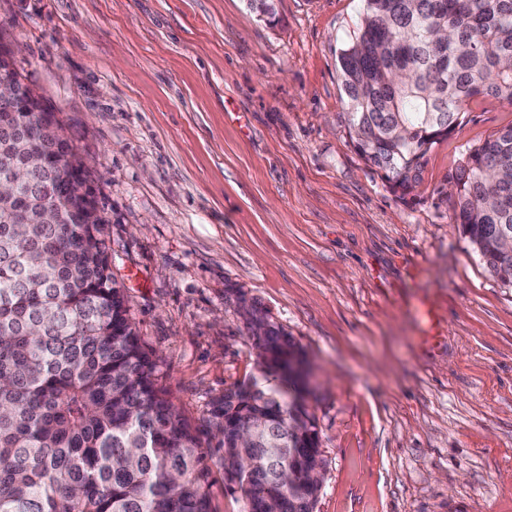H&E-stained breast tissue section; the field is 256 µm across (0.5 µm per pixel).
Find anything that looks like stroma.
Masks as SVG:
<instances>
[{
    "label": "stroma",
    "instance_id": "35a3bbf8",
    "mask_svg": "<svg viewBox=\"0 0 512 512\" xmlns=\"http://www.w3.org/2000/svg\"><path fill=\"white\" fill-rule=\"evenodd\" d=\"M275 3L270 25L247 0H0V44L83 159L112 273L201 442L211 402L260 374L244 300L316 371V512H512V285L449 191L512 106L473 100L395 192L354 149L336 66L362 0Z\"/></svg>",
    "mask_w": 512,
    "mask_h": 512
}]
</instances>
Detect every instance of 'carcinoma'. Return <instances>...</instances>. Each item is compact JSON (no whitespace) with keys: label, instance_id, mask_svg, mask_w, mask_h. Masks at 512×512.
<instances>
[{"label":"carcinoma","instance_id":"cac0c4a2","mask_svg":"<svg viewBox=\"0 0 512 512\" xmlns=\"http://www.w3.org/2000/svg\"><path fill=\"white\" fill-rule=\"evenodd\" d=\"M441 31L442 57L433 48ZM338 68L355 150L409 194L471 100L512 106V0H364ZM61 131L36 92L0 100V181L24 172L0 207V512H212V460L246 512L272 503L314 512L304 472L318 433L300 392H288L297 344L268 322L267 338H254L263 380L212 403L216 445L202 446L129 317L107 220ZM34 157L44 164L27 165ZM451 185L461 234L491 275L512 284V258L500 253L512 236V124L467 148ZM55 206L63 223L48 224ZM257 413L282 447H236Z\"/></svg>","mask_w":512,"mask_h":512}]
</instances>
